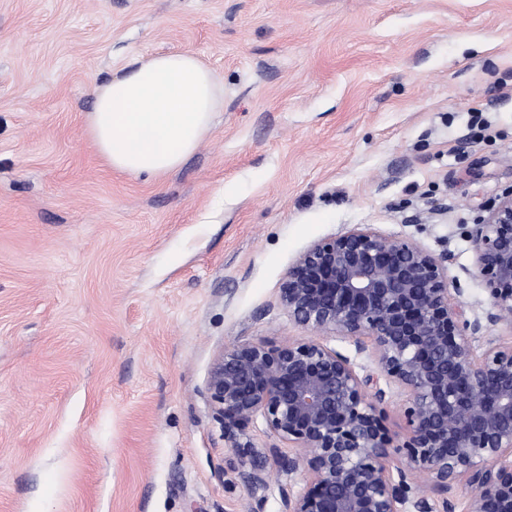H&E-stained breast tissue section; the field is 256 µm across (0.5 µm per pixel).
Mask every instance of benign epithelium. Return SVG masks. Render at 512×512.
<instances>
[{"mask_svg": "<svg viewBox=\"0 0 512 512\" xmlns=\"http://www.w3.org/2000/svg\"><path fill=\"white\" fill-rule=\"evenodd\" d=\"M473 276L488 294L486 320L512 324V190L472 225ZM449 254L357 227L313 243L288 268L281 305L298 325L374 344L381 375L408 393L409 437L393 446L376 404L386 392L373 375L316 339L235 344L210 370L207 390L227 448L250 493L267 486L268 458L246 428L262 417L301 449L283 461L309 486L281 489L282 512H455L448 498L466 482L464 512H512V344L489 339L467 317L448 282ZM410 467L390 471V448Z\"/></svg>", "mask_w": 512, "mask_h": 512, "instance_id": "7a95c632", "label": "benign epithelium"}]
</instances>
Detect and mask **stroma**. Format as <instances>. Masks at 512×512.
Masks as SVG:
<instances>
[{
  "label": "stroma",
  "mask_w": 512,
  "mask_h": 512,
  "mask_svg": "<svg viewBox=\"0 0 512 512\" xmlns=\"http://www.w3.org/2000/svg\"><path fill=\"white\" fill-rule=\"evenodd\" d=\"M189 51L224 110L172 173L94 152L95 87ZM512 189V0H0V512H281L253 496L206 382L232 345L306 340L280 303L312 243L367 225L452 257ZM388 433L406 393L380 382Z\"/></svg>",
  "instance_id": "stroma-1"
}]
</instances>
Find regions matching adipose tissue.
Instances as JSON below:
<instances>
[{"label":"adipose tissue","mask_w":512,"mask_h":512,"mask_svg":"<svg viewBox=\"0 0 512 512\" xmlns=\"http://www.w3.org/2000/svg\"><path fill=\"white\" fill-rule=\"evenodd\" d=\"M224 109V84L194 54L132 60L95 89L87 114L100 157L124 174L159 176L180 167Z\"/></svg>","instance_id":"obj_1"}]
</instances>
